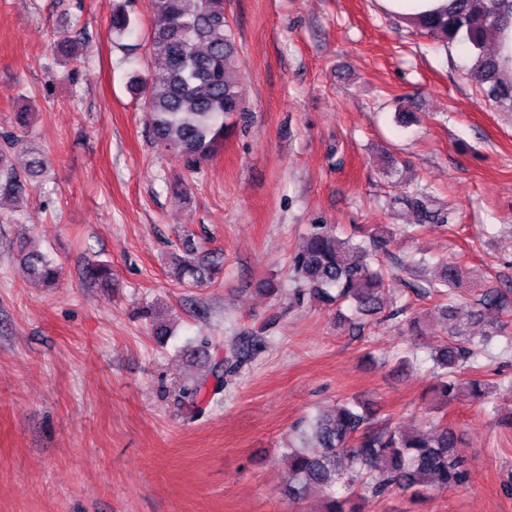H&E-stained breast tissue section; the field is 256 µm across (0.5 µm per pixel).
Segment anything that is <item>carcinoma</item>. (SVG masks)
Instances as JSON below:
<instances>
[{
	"label": "carcinoma",
	"instance_id": "carcinoma-1",
	"mask_svg": "<svg viewBox=\"0 0 512 512\" xmlns=\"http://www.w3.org/2000/svg\"><path fill=\"white\" fill-rule=\"evenodd\" d=\"M148 4L161 18L153 33L151 55L162 77L150 81L134 73L128 78L127 89L145 98L154 140L191 175L223 146L234 118L244 112L242 93L233 79L238 45L224 12V0H148ZM505 5L512 9V0H450L449 8L412 25L433 37L468 43L478 57L473 71L486 85V98L512 107V82L502 80L495 52L484 50L485 35L494 32ZM135 25L126 4H113L109 23L113 39H123ZM85 40L86 33L80 28L66 31L55 40V49L65 59L74 60ZM5 139L20 146L26 159L17 167L0 152V182H4L6 194L22 197L27 195L29 179L40 175L50 160L33 144H20L19 135L13 132ZM414 232L412 225H383L372 235L370 247L339 237L332 225H312L292 259L303 283L297 298L316 299L339 308L346 303L353 316L351 325L356 319L380 313L390 288L382 271L372 267L375 248L397 235ZM174 260L180 284L199 285L222 269L219 260L193 247ZM24 261L33 275L49 283L62 273L61 267L39 250L26 254ZM462 276L459 263L444 262L438 279L429 285V292L439 297L438 307L446 314L454 312L451 285ZM479 304L509 311L507 297L495 290L481 293ZM507 325L505 321L492 326L478 338L464 324L454 326L431 354L439 379V405L435 409L447 407L463 393L476 402L486 398V383L460 378V369L474 364L483 348L503 335ZM266 343L263 336L233 337L227 355L212 366L211 373L218 381L216 390H223L228 378ZM202 390L201 382L184 383L179 398L194 408ZM374 414L373 404L351 397L341 401L333 414L306 422L299 433L300 445L287 449V492L293 502L305 499L308 488L314 486L326 496L322 512H356L350 501L365 493L378 498L398 490L422 498L468 482L469 472L455 453L458 434L448 424L446 414L429 419L432 429L428 433L413 428H375L371 423ZM338 488L344 492L341 497L336 496Z\"/></svg>",
	"mask_w": 512,
	"mask_h": 512
}]
</instances>
